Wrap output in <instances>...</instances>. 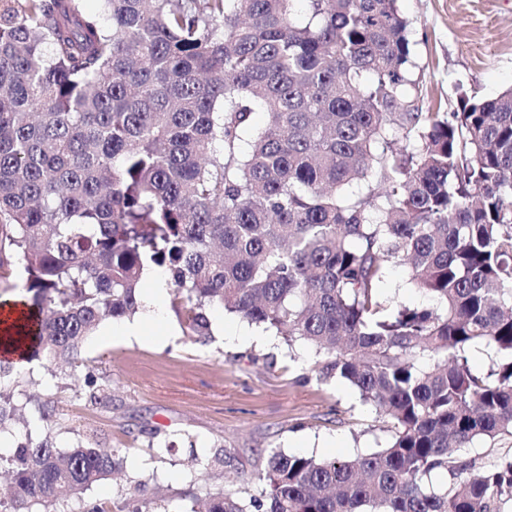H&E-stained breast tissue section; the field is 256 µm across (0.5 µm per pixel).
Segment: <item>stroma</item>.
<instances>
[{"label": "stroma", "mask_w": 512, "mask_h": 512, "mask_svg": "<svg viewBox=\"0 0 512 512\" xmlns=\"http://www.w3.org/2000/svg\"><path fill=\"white\" fill-rule=\"evenodd\" d=\"M408 22L412 94L426 112H450L459 89L493 96L512 88V0H398ZM211 335L189 336L173 307L165 320L173 340L125 341L108 336L111 321L84 343L83 367L62 380L34 373L26 393L52 395L60 420L55 444L70 448L94 435L120 449L121 483L103 482L82 498H64L62 512L86 504L127 512L129 498L144 512H179L185 493L220 489L249 498L268 451L353 458L389 437L387 422L347 383L318 380L307 344L287 346L264 327L213 310ZM237 341H228V334ZM102 384L107 403L89 406L84 376ZM224 463L206 464L214 449Z\"/></svg>", "instance_id": "35a3bbf8"}]
</instances>
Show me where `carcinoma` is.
<instances>
[{"mask_svg":"<svg viewBox=\"0 0 512 512\" xmlns=\"http://www.w3.org/2000/svg\"><path fill=\"white\" fill-rule=\"evenodd\" d=\"M85 2L0 0V279L22 267L29 294L5 343L59 379L159 267L190 335L220 307L302 341L390 431L353 459L272 449L259 495L188 494L181 512L512 501V459L460 454L512 434V88L422 111L396 0H307L303 20L293 0H101L105 18ZM393 265L437 306L387 309ZM482 343L487 372L468 361ZM27 374L0 357V431L26 432L0 454V512H56L121 475L119 451L57 448L53 398L14 399Z\"/></svg>","mask_w":512,"mask_h":512,"instance_id":"obj_1","label":"carcinoma"}]
</instances>
